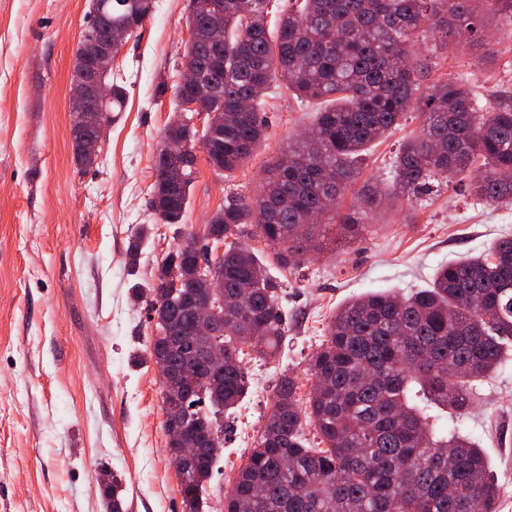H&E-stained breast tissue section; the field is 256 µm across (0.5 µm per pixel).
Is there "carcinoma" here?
<instances>
[{
	"label": "carcinoma",
	"instance_id": "1",
	"mask_svg": "<svg viewBox=\"0 0 512 512\" xmlns=\"http://www.w3.org/2000/svg\"><path fill=\"white\" fill-rule=\"evenodd\" d=\"M206 3L190 0L189 25L198 36L186 43L182 58L208 68L209 80L224 93L175 86L179 105L195 100L215 118L200 137L189 121L172 130L184 153L154 160L148 205L158 223L182 224L197 173L196 148L218 175L235 172L254 156L265 141L260 112L273 80L302 100L327 106L317 112L315 136L290 143L255 194L226 195L209 218L204 235L223 239L222 258L177 245L164 254L151 281L133 285L136 300L157 316L145 360L184 372L171 387L187 399L183 425L192 434L206 432L245 397L238 336L261 337L263 353L271 357L288 332L279 283L240 242L247 225L278 244L281 265L297 267L327 248L315 215H340L344 239L352 242L385 204L417 201L457 178L468 180L470 193L482 201L512 204V94L501 92L481 106L475 93L451 79L424 89L428 66L419 48L420 38L429 36L433 52L464 43L490 58L486 20L512 21V0H298L272 29L271 0H224L222 71L212 57L215 19ZM155 9V0L105 5V19L117 34L112 46L124 45ZM92 31L106 34L103 25L85 28L72 94L87 93L83 50ZM108 77L102 75L112 90L106 110L119 111L126 89ZM410 112L423 117L420 133L402 143L391 186H363L340 213L363 152ZM90 122L71 117L73 158L81 171L98 158L84 148ZM150 234L147 224L132 237L131 268ZM216 276L224 287H208ZM170 278L181 282L175 293L163 288ZM243 283L253 286L245 307L238 300ZM192 294L214 296L212 319L224 327V385L199 394L188 383L215 337L197 336L183 345L170 335L193 318ZM511 342L509 237L485 255L439 267L431 285L410 296L382 291L351 299L332 315L309 359L310 375L325 385L312 384L303 398L296 376L275 384L269 415L225 496L224 512H497L498 490L483 450L436 423L470 409L469 380L494 373ZM413 384L426 396L421 405L409 397ZM434 407L439 414H430ZM309 428L319 442L309 441ZM219 452L202 446L196 457L176 462L183 512H201Z\"/></svg>",
	"mask_w": 512,
	"mask_h": 512
}]
</instances>
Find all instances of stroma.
Segmentation results:
<instances>
[{
    "label": "stroma",
    "mask_w": 512,
    "mask_h": 512,
    "mask_svg": "<svg viewBox=\"0 0 512 512\" xmlns=\"http://www.w3.org/2000/svg\"><path fill=\"white\" fill-rule=\"evenodd\" d=\"M90 0H0V512H112L105 479L122 485V512H182L180 479L167 452L162 385L142 356L153 326L134 283L150 279L178 232L202 234L226 191L253 193L266 167L309 128L319 104L272 83L262 117L266 139L230 177L198 153L180 228L156 224L146 205L153 161L175 116V71L189 39V0H156V10L112 67L127 91L113 113L98 163L79 171L69 134L73 62ZM493 61L449 47L428 60L426 84L453 79L480 103L512 90V25L490 24ZM421 120L411 112L365 152L360 179L389 185L400 144ZM155 224L137 274L126 250L136 228ZM298 269L275 261L254 234L243 243L282 281L288 323L278 356L250 350L246 398L228 418L224 467L213 488L229 491L269 414L284 374L300 393L307 363L333 312L372 291L426 288L445 263L486 253L512 237V205L488 204L460 185L377 216L361 240L341 241ZM474 404L458 428L479 448L512 512V351L489 378L474 381Z\"/></svg>",
    "instance_id": "35a3bbf8"
}]
</instances>
